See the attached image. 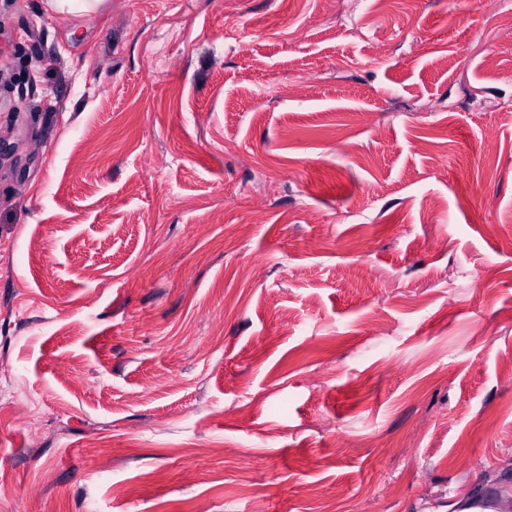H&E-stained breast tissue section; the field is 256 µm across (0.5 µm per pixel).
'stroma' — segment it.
<instances>
[{
    "label": "stroma",
    "instance_id": "1",
    "mask_svg": "<svg viewBox=\"0 0 512 512\" xmlns=\"http://www.w3.org/2000/svg\"><path fill=\"white\" fill-rule=\"evenodd\" d=\"M0 138V512H512V0H0ZM44 5L54 11L80 16L90 11L95 4L103 0H42Z\"/></svg>",
    "mask_w": 512,
    "mask_h": 512
}]
</instances>
